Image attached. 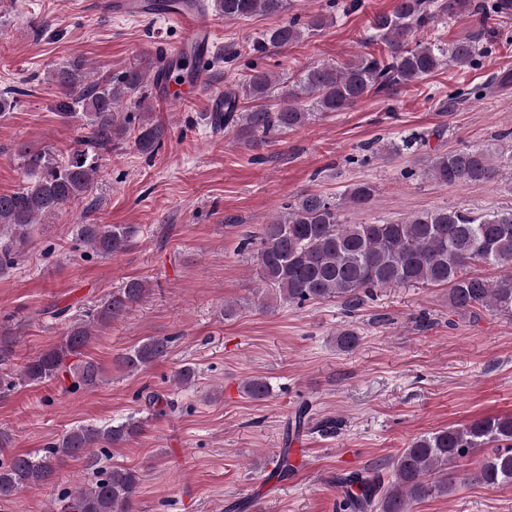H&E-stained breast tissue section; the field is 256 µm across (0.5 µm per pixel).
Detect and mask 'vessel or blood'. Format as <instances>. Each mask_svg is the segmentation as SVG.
I'll use <instances>...</instances> for the list:
<instances>
[{"instance_id":"1","label":"vessel or blood","mask_w":512,"mask_h":512,"mask_svg":"<svg viewBox=\"0 0 512 512\" xmlns=\"http://www.w3.org/2000/svg\"><path fill=\"white\" fill-rule=\"evenodd\" d=\"M106 6L117 17L146 16L161 10L168 21L180 25L186 33L185 41L173 48L178 55L194 48L206 50L215 34L213 20L200 2L190 7L185 0H106Z\"/></svg>"}]
</instances>
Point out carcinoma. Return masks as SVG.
Listing matches in <instances>:
<instances>
[{
  "label": "carcinoma",
  "mask_w": 512,
  "mask_h": 512,
  "mask_svg": "<svg viewBox=\"0 0 512 512\" xmlns=\"http://www.w3.org/2000/svg\"><path fill=\"white\" fill-rule=\"evenodd\" d=\"M226 20L255 15L282 18L291 0H215ZM467 16L475 24L471 35L444 42L415 40L447 18ZM512 20V0H396L390 13L376 14L364 38L382 53L363 52L345 62H322L281 78L255 70L224 91V111L206 115L216 131L257 142L278 131H292L319 115L351 110L368 96L387 93L431 76L442 66L474 68L488 52L481 40L489 20ZM322 12L302 20L287 19L254 40L252 53L293 45L326 27ZM147 70L131 67L120 76L95 77L81 60L62 63L50 73V82L81 107L86 133L77 137L68 159H57L48 149H19L22 166L34 176L31 185L0 194V227L11 241L0 245V270L16 263L14 248L30 238L31 225L65 210L90 189L102 160L130 130L125 112L131 94L142 90ZM164 131L152 120L137 127L139 151L161 147ZM424 175L443 186L491 183L512 179V152L463 146L428 156ZM377 192L371 181L347 187L337 198L304 193L283 206L263 225L254 254L259 270V292L288 305L303 306L339 299L356 310L378 288L449 286L448 307L464 315L477 310L512 317V209L475 214L466 208L443 207L398 221L376 220L350 224L345 212L368 204ZM134 228L126 224H78L76 240L101 257L123 253L132 244ZM496 266L503 274L494 281L473 273L475 266ZM149 289L130 279L112 291L90 314V319L67 323L59 343L28 358L15 373H0V397L17 385L55 382L67 393L88 391L104 381L102 366L85 355L97 332L142 303ZM357 331L336 334L342 351L354 350ZM17 338L0 332V366L12 362ZM172 338L147 337L115 357L117 366L134 374L164 358ZM196 368L185 364L175 371L173 384L192 386ZM255 400L267 397L266 380L254 376L242 385ZM143 420L128 416L105 426L79 425L37 454L14 453L12 435L0 430V500L9 501L24 490L49 484L55 463L63 458L97 465L95 449L118 448L135 440ZM491 452L481 459L472 480L487 487L512 485V415L489 416L455 427L424 433L391 460L393 477L359 473L341 477L346 488L338 512H413V505L432 496L448 495L455 483L451 468L477 450ZM141 475L123 466L94 471L89 484L63 491L50 512H134Z\"/></svg>",
  "instance_id": "carcinoma-1"
}]
</instances>
